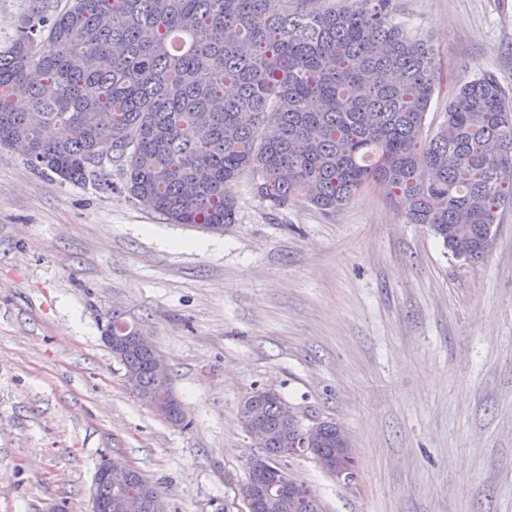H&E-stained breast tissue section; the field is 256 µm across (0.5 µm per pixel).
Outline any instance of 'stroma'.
I'll return each instance as SVG.
<instances>
[{
    "instance_id": "35a3bbf8",
    "label": "stroma",
    "mask_w": 512,
    "mask_h": 512,
    "mask_svg": "<svg viewBox=\"0 0 512 512\" xmlns=\"http://www.w3.org/2000/svg\"><path fill=\"white\" fill-rule=\"evenodd\" d=\"M398 17L439 52L426 133L465 81L512 92V0H398ZM257 180L231 186L219 233L167 223L117 164L74 185L0 146V512H89L106 455L168 512H241L263 450L237 408L259 388L350 432L352 482L278 461L322 512H512V204L466 263L379 184L326 211L270 207ZM115 312L165 356L190 427L126 386L102 340Z\"/></svg>"
}]
</instances>
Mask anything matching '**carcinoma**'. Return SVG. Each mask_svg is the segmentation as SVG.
Segmentation results:
<instances>
[{"mask_svg":"<svg viewBox=\"0 0 512 512\" xmlns=\"http://www.w3.org/2000/svg\"><path fill=\"white\" fill-rule=\"evenodd\" d=\"M396 14L393 0H69L48 16L35 0L0 50V145L25 146L34 168L74 184L107 150L132 198L217 231L234 223L227 189L249 169L274 207L306 191L333 210L380 182L409 223L476 262L512 202V97L477 76L424 134L436 55ZM108 324L138 330L115 311ZM156 353L116 356L141 399L172 389L150 373ZM283 404L257 390L238 406L265 432L269 504L285 482L302 488L276 464L298 438L282 430ZM309 455L355 470L331 421Z\"/></svg>","mask_w":512,"mask_h":512,"instance_id":"cac0c4a2","label":"carcinoma"}]
</instances>
